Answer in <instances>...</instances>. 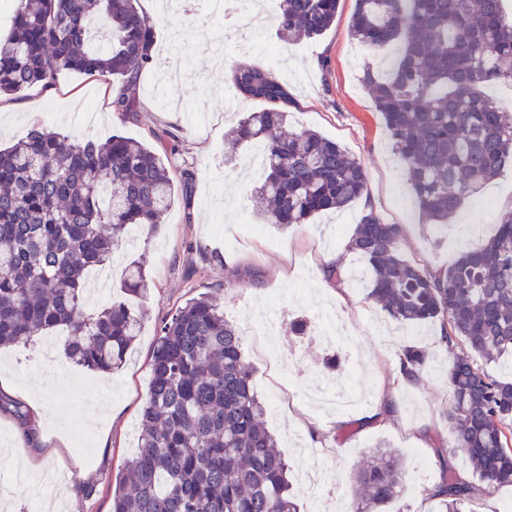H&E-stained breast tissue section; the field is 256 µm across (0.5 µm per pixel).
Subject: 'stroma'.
I'll return each instance as SVG.
<instances>
[{
    "label": "stroma",
    "mask_w": 512,
    "mask_h": 512,
    "mask_svg": "<svg viewBox=\"0 0 512 512\" xmlns=\"http://www.w3.org/2000/svg\"><path fill=\"white\" fill-rule=\"evenodd\" d=\"M355 0H340L336 20L315 39H283L274 25L260 34L262 50L228 45L215 63L195 28L209 22L223 37L221 20H206L201 5L167 19L155 15V0H140L154 18L157 64L136 84L139 108L125 117L113 112L109 86L99 77L66 72L46 87L14 95L16 110L0 112V145L24 139L41 125L72 138L106 140L119 134L163 149L155 135L167 129L178 137L169 153L173 173L188 169V193H177L172 209L155 234L122 244L112 254L115 272L110 291L90 294L94 314L122 294L126 266L144 265L155 285L147 297L131 298L143 314L141 333L121 370L103 375L72 363L63 348L45 359L40 338L0 348V398L13 401L36 421L37 439L29 441L17 418L0 413V512H109L112 483L123 462L137 450L139 411L149 383L148 362L158 324L186 300L209 294L225 318L240 331L251 383L266 407L264 420L276 436L292 472L318 468L325 485L319 498L292 486L300 512H356L353 475L374 447L403 453L404 502L408 512H438L425 494L439 468L430 442L449 438L440 416L448 395V352L437 343L439 326L411 327L392 320L367 299L363 288L325 280L329 256L344 252L364 208L383 221L403 225V255L445 267L465 246L494 233L500 216L512 210V171L468 199L455 217L453 231L436 236L414 201L402 163L392 148L372 97L361 82L365 63L391 62V49L373 50L349 33ZM278 51L276 72L295 99L288 107L291 129H311L336 140L354 154L369 175L368 193L343 210L323 212L306 224L281 228L263 223L250 194L260 175L247 158L255 146L229 149L227 134L262 102L239 99L225 109L228 75L239 60L266 63ZM91 106L97 124L87 130L73 121ZM277 301L289 317L315 329L320 313L333 310L355 322L351 346L336 351V367L298 336L281 328L276 336L252 335L249 324ZM414 343L432 355L419 384L394 383L392 368L400 350ZM392 403L385 421H371L373 409ZM42 473L65 474L64 482L39 493L19 489L14 478L21 461ZM92 486L84 495L83 486Z\"/></svg>",
    "instance_id": "35a3bbf8"
}]
</instances>
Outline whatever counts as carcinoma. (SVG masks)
<instances>
[{
  "mask_svg": "<svg viewBox=\"0 0 512 512\" xmlns=\"http://www.w3.org/2000/svg\"><path fill=\"white\" fill-rule=\"evenodd\" d=\"M503 0H355L351 36L374 49L396 46L386 70L368 65L371 91L403 163L419 212L445 223L482 184L512 167V115L483 93L512 84V18ZM339 0H279L274 21L288 36L313 39L336 20ZM156 63L153 24L139 0H20L0 37V96L55 81L63 72L98 76L121 88L112 110L137 112L139 74ZM230 81L266 107L251 112L231 141L255 142L266 156L255 212L269 224H304L367 193L369 176L340 143L288 129V86L267 65L239 61ZM166 155L114 135L73 140L46 127L0 149V346L68 331L65 352L96 371L121 367L142 316L123 300L84 310L86 273L107 264L131 225L151 233L172 208L176 184ZM403 225L369 210L346 250L363 263L368 298L403 323L437 322L448 349L449 396L441 409L452 443L434 441L440 478L427 495L441 512H475L496 488L512 485V381L490 366L512 357V210L495 235L460 252L446 268L402 256ZM326 278L349 270L334 262ZM154 281L138 262L122 288L143 296ZM430 353L406 346L395 380L415 384ZM37 439L30 415L0 399ZM237 328L215 298L201 295L162 321L149 360L139 451L112 489L111 512H299L285 457L262 424ZM465 455L471 476L448 465ZM365 504L403 512L401 453L379 448L354 473Z\"/></svg>",
  "mask_w": 512,
  "mask_h": 512,
  "instance_id": "cac0c4a2",
  "label": "carcinoma"
}]
</instances>
